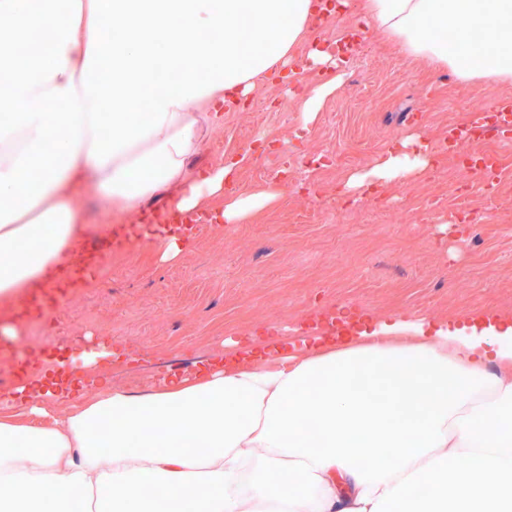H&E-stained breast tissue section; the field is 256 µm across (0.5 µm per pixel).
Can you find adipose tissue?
I'll return each instance as SVG.
<instances>
[{
  "instance_id": "ef3b65f1",
  "label": "adipose tissue",
  "mask_w": 512,
  "mask_h": 512,
  "mask_svg": "<svg viewBox=\"0 0 512 512\" xmlns=\"http://www.w3.org/2000/svg\"><path fill=\"white\" fill-rule=\"evenodd\" d=\"M366 28L459 81L512 85V0H359ZM262 30L251 40L240 14ZM0 334L24 288L81 248L88 180L132 218L170 198L243 224L287 191L235 187L251 160L190 162L228 97L271 82L312 30L313 0H0ZM491 36L474 51L473 24ZM305 120L344 84L315 41ZM422 135L339 189L348 204L434 172ZM25 380L0 395V512H512V315L457 325L363 315L345 336H269L134 394ZM109 430H101L104 419ZM387 447L393 461L371 456Z\"/></svg>"
}]
</instances>
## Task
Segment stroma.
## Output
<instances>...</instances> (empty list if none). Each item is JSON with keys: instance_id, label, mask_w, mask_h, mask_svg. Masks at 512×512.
I'll use <instances>...</instances> for the list:
<instances>
[{"instance_id": "stroma-1", "label": "stroma", "mask_w": 512, "mask_h": 512, "mask_svg": "<svg viewBox=\"0 0 512 512\" xmlns=\"http://www.w3.org/2000/svg\"><path fill=\"white\" fill-rule=\"evenodd\" d=\"M354 54L358 67L313 121L276 83L208 130L193 171L252 152L237 187L287 182L275 206L246 224L204 223L174 261L140 245L109 255L67 306L36 322L26 343L35 372L52 371L54 354L86 391L106 373L141 393L241 338L299 328L340 305L379 319L512 314V145L490 134L472 145L501 156L490 191L449 161L382 201L336 199L343 176L370 169L393 140L420 132L440 146L449 124L470 118L462 93L489 104L512 86L462 84L368 31Z\"/></svg>"}]
</instances>
